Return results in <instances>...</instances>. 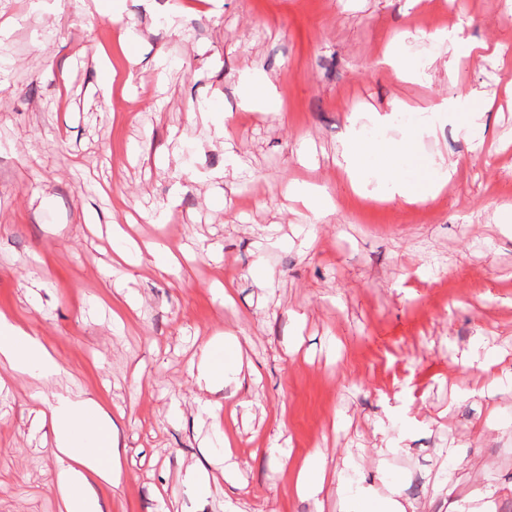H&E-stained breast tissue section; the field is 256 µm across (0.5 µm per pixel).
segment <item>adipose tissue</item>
I'll return each mask as SVG.
<instances>
[{
    "instance_id": "obj_1",
    "label": "adipose tissue",
    "mask_w": 512,
    "mask_h": 512,
    "mask_svg": "<svg viewBox=\"0 0 512 512\" xmlns=\"http://www.w3.org/2000/svg\"><path fill=\"white\" fill-rule=\"evenodd\" d=\"M242 102L251 110L275 114L274 88L259 71H245L238 82ZM383 163L385 193L403 203L423 204L435 198L451 179L453 170L437 163L422 174L409 177L401 165L417 167L420 155L410 138L390 139L385 143ZM372 146L360 133H352L341 151L345 171L353 191H361L369 168ZM0 359L14 369L48 379L58 372V364L40 340L0 315ZM44 413L56 434L57 481L64 512H100L97 501L88 493L90 482L118 485L121 460L97 404L90 399L74 400L57 394L45 400Z\"/></svg>"
}]
</instances>
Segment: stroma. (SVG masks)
I'll return each mask as SVG.
<instances>
[{
    "label": "stroma",
    "instance_id": "stroma-1",
    "mask_svg": "<svg viewBox=\"0 0 512 512\" xmlns=\"http://www.w3.org/2000/svg\"><path fill=\"white\" fill-rule=\"evenodd\" d=\"M433 4L467 48L411 27ZM0 17V314L60 366L0 365V512H63L39 415L55 393L112 420L123 473L90 486L101 512H342L348 487L512 512V390L474 394L512 378V0H123L133 68L121 26L86 25L74 0H0ZM391 41L415 77L375 67ZM254 69L286 121L243 107ZM468 91L489 104L480 130L427 110ZM354 122L415 134L452 180L423 207L383 200L372 172L354 193L338 164ZM116 224L141 260L118 261ZM120 292L139 305L116 316ZM228 335L240 373L205 382L201 350ZM309 462L313 497L295 490ZM293 196L321 216L329 214L332 206L331 197L324 187L296 184L293 187Z\"/></svg>",
    "mask_w": 512,
    "mask_h": 512
}]
</instances>
